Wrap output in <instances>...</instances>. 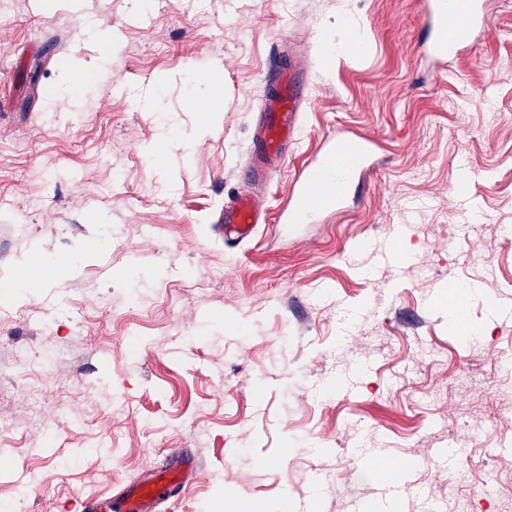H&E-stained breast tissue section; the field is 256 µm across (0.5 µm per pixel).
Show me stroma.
Returning <instances> with one entry per match:
<instances>
[{
  "label": "stroma",
  "instance_id": "35a3bbf8",
  "mask_svg": "<svg viewBox=\"0 0 512 512\" xmlns=\"http://www.w3.org/2000/svg\"><path fill=\"white\" fill-rule=\"evenodd\" d=\"M0 22V506L75 502L191 451L176 512H350L369 460L413 493L512 512V0L428 78L422 0H6ZM364 49L331 55L327 28ZM111 35V45L93 31ZM310 63L301 134L261 189L271 215L336 129L383 144L344 210L225 246L250 128L283 39ZM86 78L64 94V74ZM208 82H201V75ZM209 94L220 107L193 111ZM405 257L386 258L391 247ZM485 265L467 263L468 251ZM39 263L40 285L19 287ZM434 280L421 283L418 265ZM468 287L464 312L448 282ZM474 335L460 341L461 323ZM433 350L437 359H424ZM478 384L461 392L460 371ZM443 386L447 400L426 393ZM452 448L441 470L432 459ZM318 493L309 496L310 482Z\"/></svg>",
  "mask_w": 512,
  "mask_h": 512
}]
</instances>
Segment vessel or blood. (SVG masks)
I'll return each mask as SVG.
<instances>
[{
	"label": "vessel or blood",
	"mask_w": 512,
	"mask_h": 512,
	"mask_svg": "<svg viewBox=\"0 0 512 512\" xmlns=\"http://www.w3.org/2000/svg\"><path fill=\"white\" fill-rule=\"evenodd\" d=\"M494 0H423V35L416 41L421 57L442 66L470 45L475 32L488 28ZM307 62L292 53L279 54L268 73L270 90L255 124L248 160L239 177L248 186L264 183L277 175L288 154V143L299 133V114L306 106ZM379 140L364 133L340 129L293 178L288 206L279 221L306 224L326 212L342 208L353 183L367 180ZM262 201L248 191L235 195L224 205V240L240 244L250 240L257 225L267 223ZM407 463L382 473L384 492L377 506L358 502L353 512H396L398 502L412 490L407 480ZM198 473L193 455L172 449L168 468L132 486L122 487L108 497H88L78 512H164L166 506L185 493Z\"/></svg>",
	"instance_id": "1"
}]
</instances>
